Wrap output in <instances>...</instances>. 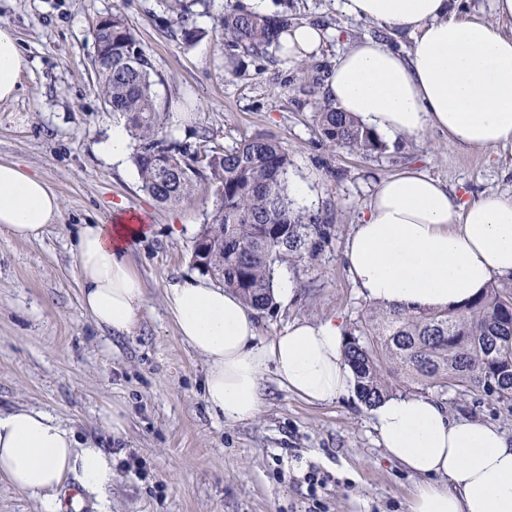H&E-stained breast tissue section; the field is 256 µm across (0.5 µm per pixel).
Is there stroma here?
Instances as JSON below:
<instances>
[{
  "label": "stroma",
  "mask_w": 512,
  "mask_h": 512,
  "mask_svg": "<svg viewBox=\"0 0 512 512\" xmlns=\"http://www.w3.org/2000/svg\"><path fill=\"white\" fill-rule=\"evenodd\" d=\"M203 38L185 43L173 0H0V25L14 31L27 60L17 98L0 102V162L45 179L58 195V223L30 239L0 229V408L25 405L58 417L80 444L112 458L115 477L82 493L83 512H411L417 484L381 448L370 410L354 397L312 404L261 381V408L228 424L202 397L206 362L178 336L166 308L169 288L198 277L196 237L219 203L197 180L189 201L162 205L144 194L133 161L116 166L98 150L122 116L107 109L92 68V29L116 14L136 30L158 73L159 101L189 97L196 109L164 115L171 137L231 147L262 134L281 142L306 183L310 206L331 224L332 240L310 262L282 265L292 301L259 313L267 341L297 318L356 321L367 300L344 252L377 182L417 169L447 183L463 200L512 194V147L460 153L428 130L386 142L363 156L322 139L316 112L338 50L372 37L405 44L375 23L337 14L333 0H269L299 21L339 31L306 67L278 51L253 56L230 49L218 28L225 0H182ZM140 211L151 233L130 253L145 303L129 334L96 326L84 311L74 235L114 211ZM438 402L454 417L490 421L512 438V416L486 398L449 392ZM125 420L113 432L112 417Z\"/></svg>",
  "instance_id": "obj_1"
}]
</instances>
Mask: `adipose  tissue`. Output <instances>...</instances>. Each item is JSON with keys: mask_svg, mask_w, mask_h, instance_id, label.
Instances as JSON below:
<instances>
[{"mask_svg": "<svg viewBox=\"0 0 512 512\" xmlns=\"http://www.w3.org/2000/svg\"><path fill=\"white\" fill-rule=\"evenodd\" d=\"M493 19L465 15L459 0H336L355 20L406 33L398 50L365 37L334 61L324 92L375 135L388 140L433 128L460 150L512 146V0H490ZM331 33L301 23L284 41L289 61L320 55ZM27 67L12 29L0 25V101L13 99ZM60 200L41 177L0 162V228L29 239L55 223ZM145 224L116 217L86 224L75 241L81 301L93 321L130 333L144 288L128 260ZM352 279L371 302L406 308H456L492 278L512 276V195L460 200L417 170L380 181L349 238ZM181 339L203 356L209 409L225 422L254 418L260 381L274 368L280 383L307 402L354 393L344 361V325L330 315L295 320L286 332L257 338L256 312L204 279L166 294ZM382 448L420 480L411 512H512V438L490 422L454 418L433 398L399 395L370 410ZM84 490L110 486L112 459L83 447L51 414L0 409V477L57 512L68 473Z\"/></svg>", "mask_w": 512, "mask_h": 512, "instance_id": "adipose-tissue-1", "label": "adipose tissue"}]
</instances>
